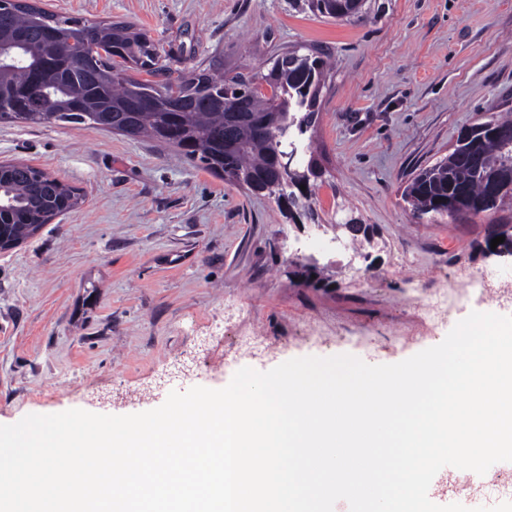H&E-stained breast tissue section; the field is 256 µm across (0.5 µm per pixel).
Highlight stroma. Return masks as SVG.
Segmentation results:
<instances>
[{
    "mask_svg": "<svg viewBox=\"0 0 512 512\" xmlns=\"http://www.w3.org/2000/svg\"><path fill=\"white\" fill-rule=\"evenodd\" d=\"M91 22L126 20L176 70L266 72L305 47L332 69L302 136L324 170L298 225L149 140L69 124L0 123V162L37 166L80 206L0 252V425L81 409L128 415L170 391L220 389L243 367L350 354L393 364L441 343L470 312L512 315V257L486 248L512 208L414 217L408 182L460 132L512 112V0H367L362 20L300 0H36ZM376 227L373 245L336 225ZM333 282L297 281L294 262ZM446 304L428 319L431 293Z\"/></svg>",
    "mask_w": 512,
    "mask_h": 512,
    "instance_id": "35a3bbf8",
    "label": "stroma"
}]
</instances>
